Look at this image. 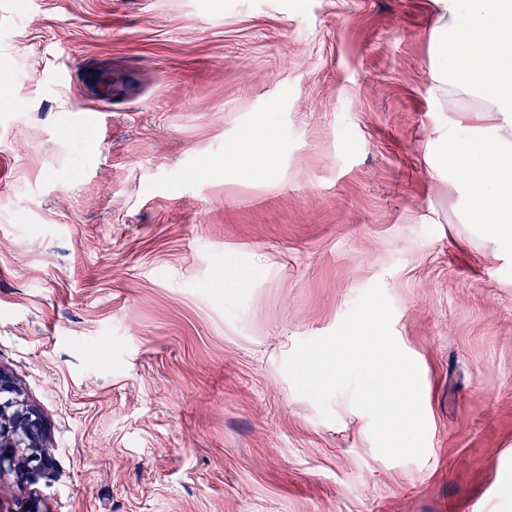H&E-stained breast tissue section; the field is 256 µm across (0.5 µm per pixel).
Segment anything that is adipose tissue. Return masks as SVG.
<instances>
[{"label": "adipose tissue", "instance_id": "obj_1", "mask_svg": "<svg viewBox=\"0 0 512 512\" xmlns=\"http://www.w3.org/2000/svg\"><path fill=\"white\" fill-rule=\"evenodd\" d=\"M436 46L452 63L432 72L456 126L435 147L437 171L456 173L467 162L464 180L469 223L497 243L512 241V0H439ZM477 100L465 109L461 98Z\"/></svg>", "mask_w": 512, "mask_h": 512}]
</instances>
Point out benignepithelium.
<instances>
[{
    "instance_id": "7a95c632",
    "label": "benign epithelium",
    "mask_w": 512,
    "mask_h": 512,
    "mask_svg": "<svg viewBox=\"0 0 512 512\" xmlns=\"http://www.w3.org/2000/svg\"><path fill=\"white\" fill-rule=\"evenodd\" d=\"M47 437L42 415L27 402L12 374L0 367V471L10 469L21 484L51 474L55 461Z\"/></svg>"
}]
</instances>
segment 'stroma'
<instances>
[{"instance_id":"1","label":"stroma","mask_w":512,"mask_h":512,"mask_svg":"<svg viewBox=\"0 0 512 512\" xmlns=\"http://www.w3.org/2000/svg\"><path fill=\"white\" fill-rule=\"evenodd\" d=\"M439 14L0 0V366L56 459L0 512H512V248L433 169ZM377 283L419 461L284 370Z\"/></svg>"}]
</instances>
